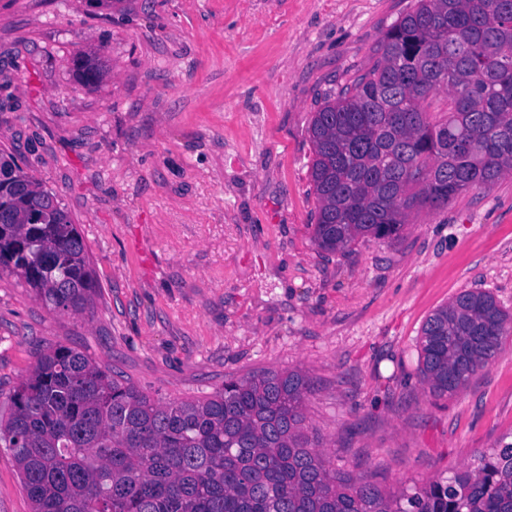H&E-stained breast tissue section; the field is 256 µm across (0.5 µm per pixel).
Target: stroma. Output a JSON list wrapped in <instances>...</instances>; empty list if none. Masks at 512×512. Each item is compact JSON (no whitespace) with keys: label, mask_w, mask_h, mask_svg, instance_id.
<instances>
[{"label":"stroma","mask_w":512,"mask_h":512,"mask_svg":"<svg viewBox=\"0 0 512 512\" xmlns=\"http://www.w3.org/2000/svg\"><path fill=\"white\" fill-rule=\"evenodd\" d=\"M412 4L0 0V150L78 224L97 281L75 315L0 278V412L63 344L163 400L301 371L306 434L390 490L476 468L512 434V335L455 394L419 375L421 328L456 294L512 312V175L415 210L393 241H312L311 118ZM90 51L92 85L72 66ZM0 512H32L1 447ZM73 65L88 84L99 82L105 74V65L98 53H87L73 61Z\"/></svg>","instance_id":"35a3bbf8"}]
</instances>
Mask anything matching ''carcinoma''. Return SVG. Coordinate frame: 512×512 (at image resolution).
Returning <instances> with one entry per match:
<instances>
[{"label":"carcinoma","mask_w":512,"mask_h":512,"mask_svg":"<svg viewBox=\"0 0 512 512\" xmlns=\"http://www.w3.org/2000/svg\"><path fill=\"white\" fill-rule=\"evenodd\" d=\"M85 82L98 53L73 61ZM448 96L447 115L426 111ZM313 241L324 252L394 239L419 207L512 173V0H415L379 57L314 113ZM0 274L48 307L82 313L96 294L83 237L56 196L0 154ZM512 315L464 290L421 330L420 378L438 397L487 368ZM310 380L298 370L230 378L205 397L163 401L57 345L0 416L32 512H512V441L475 470L383 489L331 468L304 433Z\"/></svg>","instance_id":"1"}]
</instances>
